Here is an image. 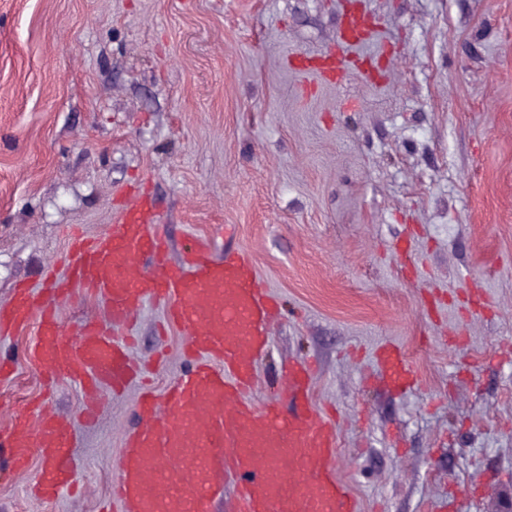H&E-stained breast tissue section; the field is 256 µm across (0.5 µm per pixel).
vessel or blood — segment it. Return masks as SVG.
I'll return each instance as SVG.
<instances>
[{
	"label": "vessel or blood",
	"instance_id": "obj_1",
	"mask_svg": "<svg viewBox=\"0 0 512 512\" xmlns=\"http://www.w3.org/2000/svg\"><path fill=\"white\" fill-rule=\"evenodd\" d=\"M338 35L340 52L325 56L319 70L335 72L341 83L353 60L349 47L371 39L373 30L352 17ZM62 262L64 276L46 267L41 287L17 288L12 304L0 308V335L36 323L27 359L46 385L63 375L84 393L86 419L98 415L100 390L123 387L133 376L136 364L115 331L145 302L165 306L185 338L188 370L164 396H140L137 425L125 435L112 486L122 512H210L230 482L238 512H358L334 464L336 423L309 394L312 364H289L286 403L259 406L247 398L275 315L247 254L218 258L207 239L192 236L182 263H172L151 203L138 199L104 238L75 236ZM80 297L104 299L109 320H87L71 337L59 307ZM379 364L395 389L415 378L396 346L381 349ZM1 448L8 463L0 466V484L26 480L31 495L43 499L74 489L70 420L20 406L0 429Z\"/></svg>",
	"mask_w": 512,
	"mask_h": 512
}]
</instances>
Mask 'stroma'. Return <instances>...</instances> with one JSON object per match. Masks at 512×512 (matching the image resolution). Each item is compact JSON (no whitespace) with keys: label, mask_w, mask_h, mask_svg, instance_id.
Here are the masks:
<instances>
[{"label":"stroma","mask_w":512,"mask_h":512,"mask_svg":"<svg viewBox=\"0 0 512 512\" xmlns=\"http://www.w3.org/2000/svg\"><path fill=\"white\" fill-rule=\"evenodd\" d=\"M377 28L369 77L307 73L344 15ZM152 202L169 255L208 237L250 253L282 301L251 400L315 366L339 418L337 468L359 512H506L512 502V0H0V307L39 285L69 234L108 235ZM1 336L0 427L46 396L76 418L82 489L0 512H121L111 503L138 386L44 393ZM132 354L156 394L186 369L183 335L144 305ZM415 371L393 391L377 352Z\"/></svg>","instance_id":"35a3bbf8"}]
</instances>
